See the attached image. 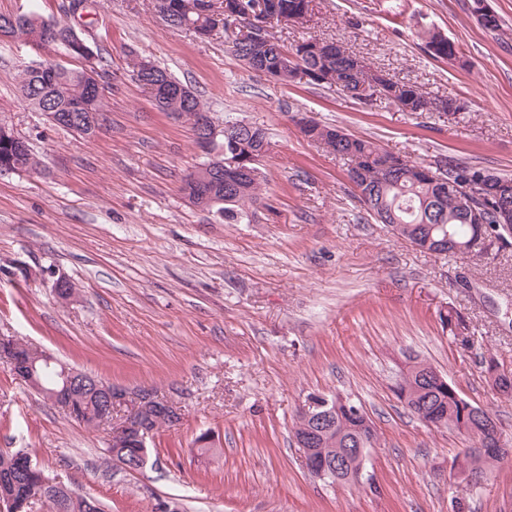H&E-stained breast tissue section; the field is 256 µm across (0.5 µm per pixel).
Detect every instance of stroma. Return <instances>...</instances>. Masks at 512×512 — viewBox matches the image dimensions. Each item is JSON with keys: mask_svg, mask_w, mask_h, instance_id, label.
Listing matches in <instances>:
<instances>
[{"mask_svg": "<svg viewBox=\"0 0 512 512\" xmlns=\"http://www.w3.org/2000/svg\"><path fill=\"white\" fill-rule=\"evenodd\" d=\"M502 34L467 0H315L307 26H275L290 45L336 42L390 76L452 98L460 112H406L246 68L218 30L167 26L150 0H96L83 30L100 47L107 104L93 139L48 125L23 102L26 66L78 62L52 45L0 40V119L29 139L40 172L0 174V336H15L117 386L157 390L183 419L148 442V463L117 468L111 423L88 429L0 364V448L21 450L104 512H512V463L460 484L453 459L471 440L411 416L393 387L410 358L433 364L472 404L493 409L512 441V398L478 364L512 371V246L484 258L421 252L361 206L347 166L304 138L306 113L431 165L455 160L512 175V0H489ZM458 44V66L424 50L428 32ZM166 67L216 122L263 128L271 152L261 200L227 224L187 204L182 180L203 163L187 122L159 111L132 76L134 57ZM24 262L33 279L13 275ZM80 290L57 301L54 273ZM450 306L475 332L465 352L443 331ZM312 393L361 403L379 436L376 488L306 471L293 437ZM209 434L213 450L197 438Z\"/></svg>", "mask_w": 512, "mask_h": 512, "instance_id": "stroma-1", "label": "stroma"}]
</instances>
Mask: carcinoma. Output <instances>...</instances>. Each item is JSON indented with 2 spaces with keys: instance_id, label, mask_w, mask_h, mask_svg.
<instances>
[{
  "instance_id": "cac0c4a2",
  "label": "carcinoma",
  "mask_w": 512,
  "mask_h": 512,
  "mask_svg": "<svg viewBox=\"0 0 512 512\" xmlns=\"http://www.w3.org/2000/svg\"><path fill=\"white\" fill-rule=\"evenodd\" d=\"M212 4L207 0H169V10L174 17V25L194 35L211 31L217 24L211 12ZM46 22L35 12L20 18L16 24L3 28L5 39L42 42ZM269 58L267 69L277 70L286 61L280 82H294L296 73L309 76L308 83L317 86H337L336 80L350 78V55L336 47L333 42H323L316 37H303L287 46L281 43L274 33L268 31ZM425 51L434 59H448V38L439 32L428 34ZM397 92H386L379 98L399 103L409 96L415 101L414 111H426L428 96L422 89L410 82L391 80ZM19 88L25 92L23 100L32 110L51 111L62 117L73 116L79 122L68 131L84 138L94 137L89 127V114L104 111L103 96L91 87L85 79V69L50 65L45 70L31 66L23 69L19 78ZM155 105L163 112L173 114L182 111L190 115L206 111L204 103L194 94L175 101L173 98L158 96ZM307 139L322 145L327 151L348 162L349 170L360 168L364 180L371 187L370 199L363 201L367 212L380 224H400L404 239L428 246V250L448 257H481L486 250L479 248L483 240L490 241L503 237L505 228L496 223L493 209H488L485 224H471L466 214L458 206L454 193L448 190V181L458 180L468 173L479 174L482 168L454 162L446 173V181H435L416 171L420 163L399 154L392 153L371 140L356 137L342 129L312 122L307 129L300 130ZM266 134L259 127L224 138V151L238 154L247 160L246 166L253 175L243 176L238 169L227 166L224 174L213 186L218 200L217 212L224 221L238 223L248 216L250 207L261 196L263 172L260 162L253 160V153L259 149ZM0 164H11L18 171H36L41 161L34 154L27 139L17 137L10 129L0 127ZM487 194L500 199L512 198V177L500 175L489 186ZM443 327L448 329L451 339H456L455 329L462 324L463 317L454 308L439 313ZM60 367L54 363L41 366L39 380L44 399L49 393L59 389ZM401 382L396 386L397 396L407 392L411 401L405 404L408 412L420 422L436 428H446L472 441L481 440L477 431L478 420L472 417L473 404L466 400L453 386L425 385L419 382L418 375L409 371L401 373ZM335 428L322 436L314 437L318 449L316 457L337 456L336 449L352 445L360 433L367 437V447L378 442L373 424H364V419L341 411L336 414ZM508 458L505 449L486 452L477 458L473 478L466 485H475L484 474L498 463ZM30 457L22 451L0 450V473L12 476V480L0 484V489L12 495L15 501L24 505L29 512L34 505L42 503L49 512H61L59 502L66 497L60 484L35 466L29 467Z\"/></svg>"
}]
</instances>
